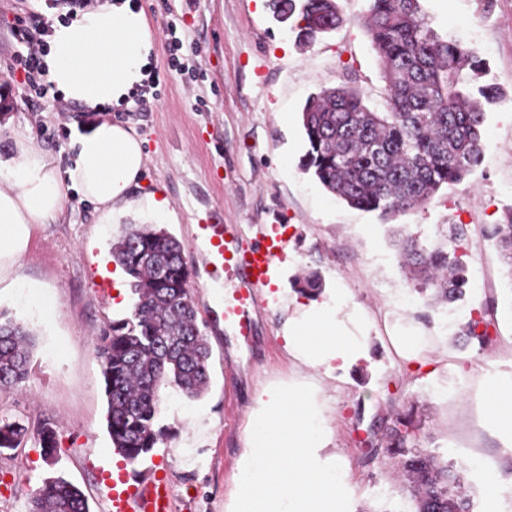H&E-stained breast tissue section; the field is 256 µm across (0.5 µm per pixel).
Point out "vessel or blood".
Here are the masks:
<instances>
[{
  "mask_svg": "<svg viewBox=\"0 0 512 512\" xmlns=\"http://www.w3.org/2000/svg\"><path fill=\"white\" fill-rule=\"evenodd\" d=\"M194 239L207 281L217 286L227 281L232 286L229 296L216 303L218 316L239 339L250 341L270 272L288 257L287 240L269 230L248 238L238 225L204 220L196 224ZM130 480L129 474H122L113 488L112 506L116 512H170L168 489L162 481L139 483L131 492L127 489Z\"/></svg>",
  "mask_w": 512,
  "mask_h": 512,
  "instance_id": "b4317fda",
  "label": "vessel or blood"
}]
</instances>
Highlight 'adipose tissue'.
<instances>
[{
  "instance_id": "ef3b65f1",
  "label": "adipose tissue",
  "mask_w": 512,
  "mask_h": 512,
  "mask_svg": "<svg viewBox=\"0 0 512 512\" xmlns=\"http://www.w3.org/2000/svg\"><path fill=\"white\" fill-rule=\"evenodd\" d=\"M154 41L143 11L129 0H100L55 23L44 63L47 77L67 100L88 108L121 103L142 83ZM8 134L15 152L0 162V259L19 255L36 224L56 221L69 190L95 203L101 223L129 209L145 155L133 130L105 120L78 141L70 165L59 168L34 144L28 128ZM365 320L339 288L304 306L284 330L288 353L300 367L331 376L371 364L368 337L346 332L342 315Z\"/></svg>"
}]
</instances>
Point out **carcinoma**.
<instances>
[{"instance_id": "cac0c4a2", "label": "carcinoma", "mask_w": 512, "mask_h": 512, "mask_svg": "<svg viewBox=\"0 0 512 512\" xmlns=\"http://www.w3.org/2000/svg\"><path fill=\"white\" fill-rule=\"evenodd\" d=\"M285 2L298 20L292 30L302 44L344 23L336 0H271L274 16ZM360 24L382 66L388 111L371 110L345 85L311 97L302 111L307 149L301 168L349 206L387 217L427 203L475 171L489 107L503 93L494 84L478 83L484 62L431 29L421 0H371ZM466 236L464 227L454 224L442 244L407 238L402 265L440 300L460 301L470 276L456 251ZM489 239L512 272V207ZM112 259L129 279L134 300L126 314L106 324L98 354L108 433L124 461L133 464L162 441L161 390L171 386L197 399L207 389L210 351L190 293L193 270L171 233L155 224L132 227L113 247ZM496 323L491 308L482 306L460 335L485 346L491 342L488 328ZM31 343V332L0 310V389L23 381ZM421 429L413 411H396L376 443L404 477L407 512H471L458 476L421 447ZM26 433L16 422L0 423V449L17 447ZM36 435L44 454H54L52 424H41ZM28 512H89V507L79 488L57 477L28 493Z\"/></svg>"}]
</instances>
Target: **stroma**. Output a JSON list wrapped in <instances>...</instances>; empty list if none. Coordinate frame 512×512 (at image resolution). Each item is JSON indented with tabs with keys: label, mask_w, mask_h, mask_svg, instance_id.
Listing matches in <instances>:
<instances>
[{
	"label": "stroma",
	"mask_w": 512,
	"mask_h": 512,
	"mask_svg": "<svg viewBox=\"0 0 512 512\" xmlns=\"http://www.w3.org/2000/svg\"><path fill=\"white\" fill-rule=\"evenodd\" d=\"M148 18L156 49L146 70L160 83L141 101L92 111L66 99L30 105L22 73L12 71L11 27L16 17L44 10L43 0H0V159L14 154L10 126L26 124L37 145L67 164L78 138L109 118L133 128L146 154L134 198L168 199L164 222L182 244L185 262L201 268L194 226L207 216L256 232L278 227L288 242L275 302L261 306L251 346L216 322L214 289L194 279L191 293L210 349V382L189 399L174 388L161 392L158 424L165 436L133 471L164 474L172 512H227L234 498L254 397L271 383H291L298 371L283 326L299 305L305 277L323 287L346 288L370 315L352 327L372 344V373L349 372L327 381L322 457L337 456L350 496V512H392L402 505L396 468L383 455L369 456L360 440L389 424L393 410L416 403L421 446L458 472L473 512H512V438L492 425L476 391L477 377L512 387V279L500 251L487 237L512 205V0H422L430 26L442 37L485 59L486 82L504 96L488 114L480 166L460 183L442 188L416 209L381 218L350 207L300 169L306 150L301 112L322 90L347 83L364 103L385 111V80L372 44L359 25L370 0H338L344 24L311 46L298 45L290 24L277 22L270 0H134ZM175 32H168V22ZM178 40L181 66L169 64L170 40ZM141 209L102 224L94 205L71 194L60 219L38 224L26 249L0 270V309L36 338L28 374L0 390V421L27 426L28 435L0 449V512H27L29 490L54 477L80 488L90 512H112L109 484L123 460L107 431V397L98 338L123 311L112 274L111 250ZM451 224L464 225L468 241L459 253L486 287L468 290V307L494 303L501 316L486 347L448 339V357L435 375L403 376L395 367L390 336L395 324H412L439 337L433 289L421 287L401 266L396 241L412 236L442 240ZM411 305H402V297ZM57 430V453L45 460L33 435L43 421ZM496 477L500 493L487 499L484 484Z\"/></svg>",
	"instance_id": "1"
}]
</instances>
